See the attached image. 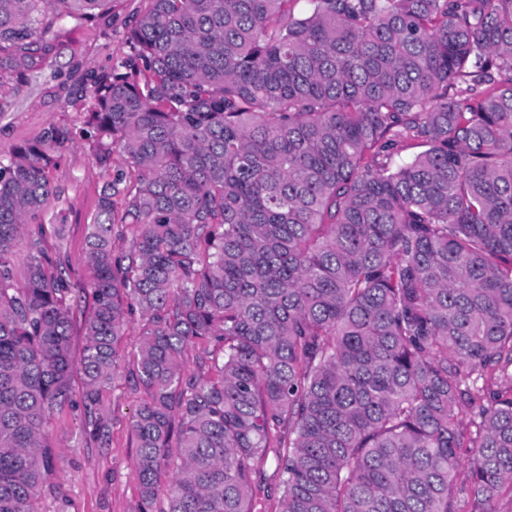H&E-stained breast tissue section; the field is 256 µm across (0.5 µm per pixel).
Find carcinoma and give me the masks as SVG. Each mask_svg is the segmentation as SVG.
Here are the masks:
<instances>
[{
    "instance_id": "carcinoma-1",
    "label": "carcinoma",
    "mask_w": 512,
    "mask_h": 512,
    "mask_svg": "<svg viewBox=\"0 0 512 512\" xmlns=\"http://www.w3.org/2000/svg\"><path fill=\"white\" fill-rule=\"evenodd\" d=\"M108 2L0 0V102ZM299 2L149 0L91 77L89 287L43 246L71 127L0 160V512H36L51 412L109 447L135 313L134 512H258L257 488L277 512L512 494V0ZM82 310H84L82 308ZM82 310L76 311V315L74 317V323L72 326V336H71V352L74 360V372H73V388L74 393L78 395L81 392L82 381L79 371V359L81 357L83 347L85 345V336H83L81 330V322H82Z\"/></svg>"
}]
</instances>
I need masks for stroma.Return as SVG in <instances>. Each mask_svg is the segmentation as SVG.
I'll use <instances>...</instances> for the list:
<instances>
[{
  "label": "stroma",
  "mask_w": 512,
  "mask_h": 512,
  "mask_svg": "<svg viewBox=\"0 0 512 512\" xmlns=\"http://www.w3.org/2000/svg\"><path fill=\"white\" fill-rule=\"evenodd\" d=\"M147 5L148 0H112L106 10L94 11L87 19L61 22L41 71L19 82L0 113V156L13 146L34 141L53 124H68L75 132L60 149L52 171L62 190L53 221L62 225L64 238L59 241L46 234L44 245L64 246L70 255L71 278L83 286L90 279L85 238L105 181L80 134L88 105V77L128 54L126 31ZM142 399L122 381L105 393L103 409L112 428L110 446L104 450L85 437L79 412L66 409L52 414L47 434L57 465L38 498L37 512H133L138 484L131 466L136 450L130 422Z\"/></svg>",
  "instance_id": "35a3bbf8"
}]
</instances>
